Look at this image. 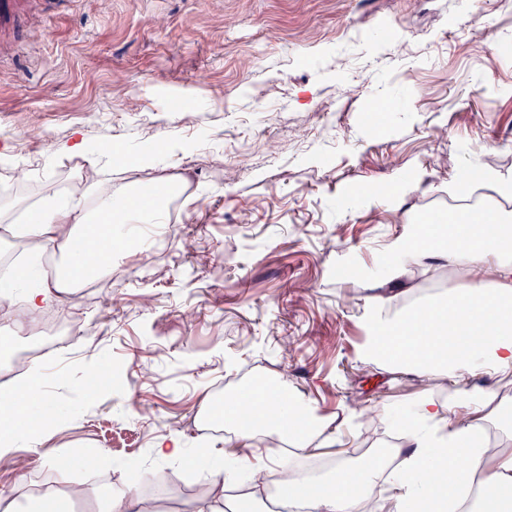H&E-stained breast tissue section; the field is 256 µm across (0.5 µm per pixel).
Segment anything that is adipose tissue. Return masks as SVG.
Masks as SVG:
<instances>
[{
	"mask_svg": "<svg viewBox=\"0 0 512 512\" xmlns=\"http://www.w3.org/2000/svg\"><path fill=\"white\" fill-rule=\"evenodd\" d=\"M127 198L122 188L100 194L93 213L79 199H48L28 224L5 225L11 238L39 250L60 251L64 265L55 280L7 300L15 330H23L25 318L47 306L66 304L65 290L79 286L87 274L80 260L83 252L106 251L105 238H88L86 225L102 216L114 217L118 235L139 248L145 239L132 232V225L164 223V206L142 210L127 205ZM448 232L452 246L431 250L430 255L465 266L469 288L415 303L401 313L376 304L366 318L368 341L362 360L414 375L426 392L388 421L390 429L406 441L404 459L393 467L373 460L350 467L340 461L327 481L287 480L283 474L288 464L278 450L262 452L251 447L250 426L242 409L228 405L224 421L238 427L242 447L229 452L204 449L193 459L209 474L212 502L222 501L227 483L237 481L248 487L247 500L254 507L264 503L269 486L275 485L289 506L306 512H414L416 502L430 495L456 503L462 481L474 479L491 491L482 500L480 512H512V497L499 495L503 488L512 489V446L491 450L483 443L484 410L491 407L512 414V223L495 214L482 224L470 220L449 224ZM419 236V225L410 224L403 236L380 249L379 268L390 280L401 279L419 264L423 251L412 245ZM479 373L497 377V387H471V379ZM439 380L455 386V404L430 396L432 384ZM42 404V393L31 385L0 402V425L6 431L0 440L1 467L16 465V447L33 434ZM263 421L287 433L297 453L305 457L318 456L323 448L341 443L332 419L316 416L311 404L298 396L264 408ZM379 482L390 493L375 503L371 497Z\"/></svg>",
	"mask_w": 512,
	"mask_h": 512,
	"instance_id": "adipose-tissue-1",
	"label": "adipose tissue"
}]
</instances>
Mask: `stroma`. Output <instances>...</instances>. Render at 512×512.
I'll list each match as a JSON object with an SVG mask.
<instances>
[{
  "instance_id": "1",
  "label": "stroma",
  "mask_w": 512,
  "mask_h": 512,
  "mask_svg": "<svg viewBox=\"0 0 512 512\" xmlns=\"http://www.w3.org/2000/svg\"><path fill=\"white\" fill-rule=\"evenodd\" d=\"M45 31L0 57V163L26 147L37 168L0 187V215L28 219L43 199L66 194L88 168L70 150L84 139L113 187L168 185L163 248L155 268L113 260L108 296L69 301L88 324L71 347L40 359L45 400L78 410L59 455L134 452L136 465L105 474L59 471L20 445L25 469L0 468V488L32 502L47 485L79 482L98 512L111 490L138 482L146 512H202L206 474L187 460H156L155 443L179 436L189 452L233 448L236 431L204 420L203 401L241 391L255 376L287 377L319 415L334 417L354 462L358 448L399 447L385 409L420 396L417 379L363 363L365 310L401 312L416 299L465 290V267L429 259L401 283L370 280L381 245L404 231L380 207L393 178L420 172L399 210L421 223L464 205L512 214V199L454 191L459 171L512 179V0H38ZM481 38H472L473 28ZM387 110L367 121L372 99ZM37 115L43 141L29 139ZM277 150L225 170L252 137ZM350 256L355 271L336 268ZM114 372L98 390L83 369ZM372 406V420L353 417Z\"/></svg>"
}]
</instances>
